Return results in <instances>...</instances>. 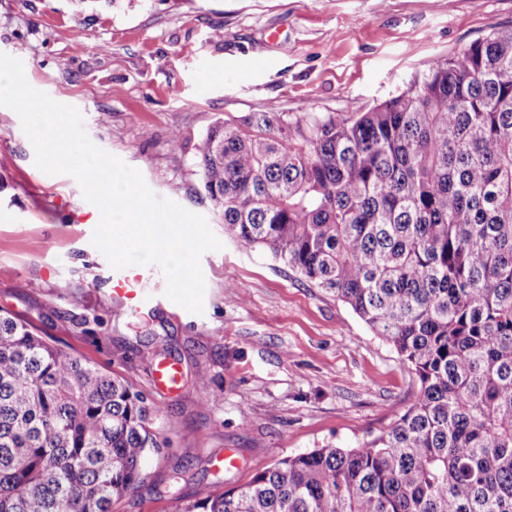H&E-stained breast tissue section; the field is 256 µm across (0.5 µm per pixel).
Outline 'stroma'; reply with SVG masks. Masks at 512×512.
Segmentation results:
<instances>
[{
	"label": "stroma",
	"instance_id": "obj_1",
	"mask_svg": "<svg viewBox=\"0 0 512 512\" xmlns=\"http://www.w3.org/2000/svg\"><path fill=\"white\" fill-rule=\"evenodd\" d=\"M495 26H512V0H0V53L222 243L201 258L203 314L166 296L158 268L131 314L91 243L99 210L73 177L36 167L18 114L0 106V308L163 407V453L112 512H170L195 485L222 492L281 458L355 447L415 402L409 364L348 304L225 235L195 145L251 112L365 111ZM162 337L181 375L168 395L146 358ZM228 453L237 467L222 466ZM180 461L189 480L169 487Z\"/></svg>",
	"mask_w": 512,
	"mask_h": 512
}]
</instances>
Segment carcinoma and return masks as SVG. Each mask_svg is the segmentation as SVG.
I'll return each mask as SVG.
<instances>
[{
    "label": "carcinoma",
    "instance_id": "1",
    "mask_svg": "<svg viewBox=\"0 0 512 512\" xmlns=\"http://www.w3.org/2000/svg\"><path fill=\"white\" fill-rule=\"evenodd\" d=\"M224 232L347 303L416 401L172 512H512V27L365 112H251L196 144ZM156 403L0 309V512H112Z\"/></svg>",
    "mask_w": 512,
    "mask_h": 512
}]
</instances>
